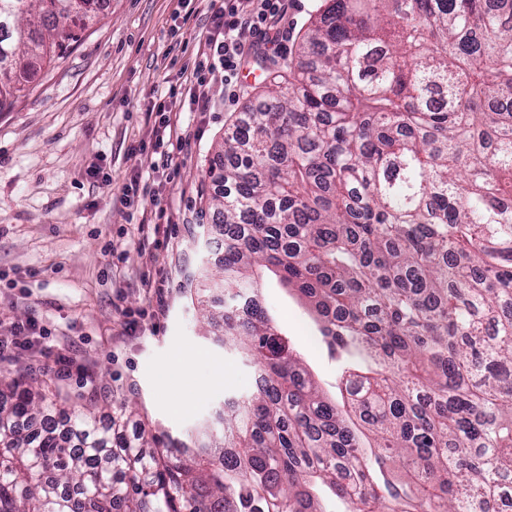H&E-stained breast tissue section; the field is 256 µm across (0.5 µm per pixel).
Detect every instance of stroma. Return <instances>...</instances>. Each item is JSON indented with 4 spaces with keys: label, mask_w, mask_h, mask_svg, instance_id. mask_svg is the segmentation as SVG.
I'll list each match as a JSON object with an SVG mask.
<instances>
[{
    "label": "stroma",
    "mask_w": 512,
    "mask_h": 512,
    "mask_svg": "<svg viewBox=\"0 0 512 512\" xmlns=\"http://www.w3.org/2000/svg\"><path fill=\"white\" fill-rule=\"evenodd\" d=\"M177 7V0H108L80 41L0 108V274L8 276L0 281V342L9 346L0 378L30 371L56 407L128 414L129 430L166 444L217 425L225 400L255 387L253 366L204 325L185 288L184 258L199 251L213 295L222 298L224 236L204 202L214 191L215 146L264 76L286 61L262 63L235 101L215 85V111L181 113L179 131L189 141L176 170L165 171L150 152L130 157L155 123L148 101L190 74L202 47L205 0L182 23L176 45L169 32ZM94 165L110 187L88 177ZM134 168L147 192L131 209L121 188ZM159 206L172 222L157 248L142 223ZM149 274L161 275L160 292L142 286ZM262 300L321 388L337 396L340 365L308 306L272 275ZM28 321L41 333L21 347L10 327ZM60 353L78 365L65 378L54 371Z\"/></svg>",
    "instance_id": "obj_1"
}]
</instances>
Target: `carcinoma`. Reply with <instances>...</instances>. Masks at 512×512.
I'll list each match as a JSON object with an SVG mask.
<instances>
[{
  "instance_id": "cac0c4a2",
  "label": "carcinoma",
  "mask_w": 512,
  "mask_h": 512,
  "mask_svg": "<svg viewBox=\"0 0 512 512\" xmlns=\"http://www.w3.org/2000/svg\"><path fill=\"white\" fill-rule=\"evenodd\" d=\"M99 0H0V107ZM224 302L258 374L221 435L153 448L0 380V512H496L512 500V0H323L225 132ZM295 289L341 402L261 301Z\"/></svg>"
}]
</instances>
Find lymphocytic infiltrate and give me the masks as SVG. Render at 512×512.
Masks as SVG:
<instances>
[{
	"label": "lymphocytic infiltrate",
	"instance_id": "1",
	"mask_svg": "<svg viewBox=\"0 0 512 512\" xmlns=\"http://www.w3.org/2000/svg\"><path fill=\"white\" fill-rule=\"evenodd\" d=\"M293 6V0H209L204 45L189 86L170 84L148 103V112L158 120L148 139L130 147V156L153 151L164 156L167 165L176 164L185 146L177 132V112L214 111L211 88L218 81L228 98H236L239 72L251 51L264 44L279 49L291 39L293 29L285 20Z\"/></svg>",
	"mask_w": 512,
	"mask_h": 512
}]
</instances>
